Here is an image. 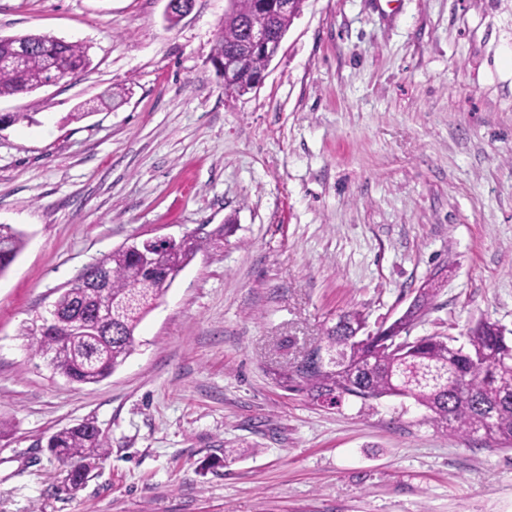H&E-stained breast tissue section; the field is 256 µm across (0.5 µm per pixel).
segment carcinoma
I'll return each instance as SVG.
<instances>
[{
  "label": "carcinoma",
  "mask_w": 512,
  "mask_h": 512,
  "mask_svg": "<svg viewBox=\"0 0 512 512\" xmlns=\"http://www.w3.org/2000/svg\"><path fill=\"white\" fill-rule=\"evenodd\" d=\"M303 2L292 0L290 11L271 13L260 10L256 0H229L212 62L236 56L244 60V83L237 94L253 90L249 79L269 65L264 54L247 44L245 30L270 24L283 36ZM19 43L27 46L25 62L0 68V96L34 91L59 73L74 75L89 64L82 45L40 34L0 37V55L11 54ZM225 229L224 225L206 236L190 235L171 246L134 240L112 251L59 293L52 328L41 326L30 336L32 351L73 384L101 382L132 354L135 330L179 272L197 253L222 239ZM26 243L22 231L0 224V276ZM440 284L439 274L431 276L417 290L405 316L373 331L367 330L358 311L339 315L300 360L274 373L276 382L327 408L347 400L366 406L385 397L411 399L429 412L433 426L445 435H478L498 447L512 445V337L506 336L505 328L483 316L459 346L448 337L411 336L432 308ZM107 298L112 304V332H77ZM338 350L346 357L344 367L324 358ZM47 448L66 467V492L79 489L108 454V443L92 422L54 433Z\"/></svg>",
  "instance_id": "cac0c4a2"
}]
</instances>
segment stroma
I'll return each instance as SVG.
<instances>
[{"label": "stroma", "instance_id": "35a3bbf8", "mask_svg": "<svg viewBox=\"0 0 512 512\" xmlns=\"http://www.w3.org/2000/svg\"><path fill=\"white\" fill-rule=\"evenodd\" d=\"M165 6L0 0V36L90 60L0 97L34 118L0 124V224L27 236L0 276V512H512L511 450L409 399L328 409L273 378L328 319L394 320L439 270L414 335L512 329V0H305L242 96L211 61L228 0L174 26ZM222 224L109 377L78 386L32 353L87 267ZM84 420L110 453L65 494L46 442Z\"/></svg>", "mask_w": 512, "mask_h": 512}]
</instances>
